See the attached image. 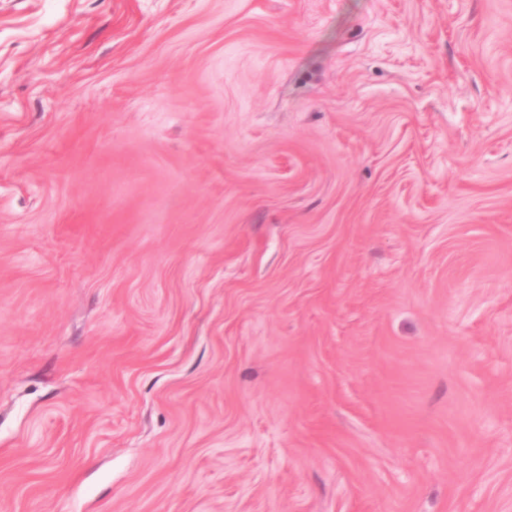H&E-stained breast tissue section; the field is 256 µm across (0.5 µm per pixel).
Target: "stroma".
<instances>
[{
    "instance_id": "stroma-1",
    "label": "stroma",
    "mask_w": 512,
    "mask_h": 512,
    "mask_svg": "<svg viewBox=\"0 0 512 512\" xmlns=\"http://www.w3.org/2000/svg\"><path fill=\"white\" fill-rule=\"evenodd\" d=\"M0 512H512V0H0Z\"/></svg>"
}]
</instances>
